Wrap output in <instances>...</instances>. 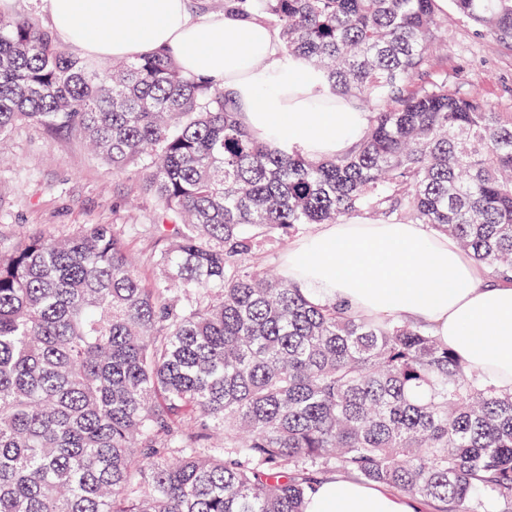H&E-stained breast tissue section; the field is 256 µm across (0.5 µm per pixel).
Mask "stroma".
<instances>
[{"label":"stroma","mask_w":512,"mask_h":512,"mask_svg":"<svg viewBox=\"0 0 512 512\" xmlns=\"http://www.w3.org/2000/svg\"><path fill=\"white\" fill-rule=\"evenodd\" d=\"M448 42L436 62L449 86L512 112V44L458 14L444 0ZM154 199L133 175H113L73 136L22 124L0 138V245L19 244L32 233L68 234L81 224L149 223Z\"/></svg>","instance_id":"35a3bbf8"}]
</instances>
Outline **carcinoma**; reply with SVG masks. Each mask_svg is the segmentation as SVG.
Segmentation results:
<instances>
[{
  "label": "carcinoma",
  "mask_w": 512,
  "mask_h": 512,
  "mask_svg": "<svg viewBox=\"0 0 512 512\" xmlns=\"http://www.w3.org/2000/svg\"><path fill=\"white\" fill-rule=\"evenodd\" d=\"M512 42V0H453ZM371 114L314 158L164 50L102 64L0 16V138L75 135L155 200L134 230L0 248V512H305L329 472L435 512H512V393L423 322L322 304L258 262L312 224H428L512 281V112L434 75L435 0H224ZM145 263L154 271L146 280Z\"/></svg>",
  "instance_id": "cac0c4a2"
}]
</instances>
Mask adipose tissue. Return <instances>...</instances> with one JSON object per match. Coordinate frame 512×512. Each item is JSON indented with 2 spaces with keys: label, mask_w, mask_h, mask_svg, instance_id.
<instances>
[{
  "label": "adipose tissue",
  "mask_w": 512,
  "mask_h": 512,
  "mask_svg": "<svg viewBox=\"0 0 512 512\" xmlns=\"http://www.w3.org/2000/svg\"><path fill=\"white\" fill-rule=\"evenodd\" d=\"M52 27L85 54L129 60L168 50L185 74L235 92L260 139L313 157L345 152L369 115L312 109L316 83L284 63L275 30L234 15L197 20L186 0H47ZM289 279L322 302L377 320L433 326L436 335L498 388L512 391V282L486 280L481 264L426 224H322L284 259ZM419 502L380 486L323 481L307 512H419Z\"/></svg>",
  "instance_id": "obj_1"
}]
</instances>
